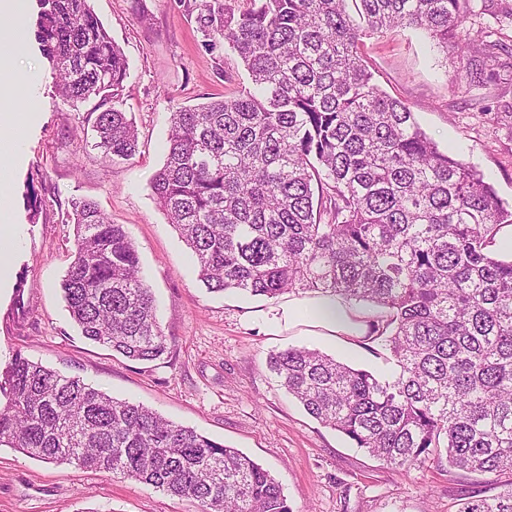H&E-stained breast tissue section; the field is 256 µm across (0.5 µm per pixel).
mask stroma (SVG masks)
<instances>
[{"instance_id":"obj_1","label":"stroma","mask_w":512,"mask_h":512,"mask_svg":"<svg viewBox=\"0 0 512 512\" xmlns=\"http://www.w3.org/2000/svg\"><path fill=\"white\" fill-rule=\"evenodd\" d=\"M91 6L127 60L121 107L134 121L138 150L126 160L102 159L86 111L56 98L55 76L35 24H28L20 66L33 80L19 105L37 103L38 115L21 161L0 166L12 203L7 220L17 232L12 275L0 288V370L18 354L236 448L270 472L293 512H458L472 493L492 496L511 484V474L487 484L432 463L395 468L288 398L266 366L270 352L304 345L376 370L382 358L360 343L366 323H358L355 335H337L309 316L316 298L308 293L267 299L210 292L150 189L165 160L172 112L235 95L248 82L240 59L224 42L209 46L186 0H91ZM508 7L512 0H474L465 35L476 39L489 27L512 49V20L501 16ZM364 51L380 88L407 103L441 150L483 172L511 205L512 138L490 115L512 112V82L473 89L456 82L467 57L421 30L368 38ZM33 197L40 204L35 212ZM76 198L95 200L134 243L169 339L162 359L128 360L86 340L72 321L60 282L73 260L68 215ZM0 512H198V506L112 472L46 463L3 446Z\"/></svg>"}]
</instances>
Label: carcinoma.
Masks as SVG:
<instances>
[{"mask_svg":"<svg viewBox=\"0 0 512 512\" xmlns=\"http://www.w3.org/2000/svg\"><path fill=\"white\" fill-rule=\"evenodd\" d=\"M204 35L237 54L248 84L172 113L150 188L211 292L314 293L372 307L363 345L386 370L318 349L267 367L304 410L359 448L410 469L426 462L512 472V207L484 174L439 149L375 82L363 39L422 29L457 39L459 82L499 76L498 43L458 37L471 0H193ZM36 36L56 97L96 101L95 148L137 146L119 107L120 46L90 0H38ZM74 259L60 283L86 339L131 361L168 349L138 252L91 199L71 202ZM0 446L47 463L118 473L199 512H293L282 488L235 448L150 409L15 356L0 373ZM460 512H512V487Z\"/></svg>","mask_w":512,"mask_h":512,"instance_id":"1","label":"carcinoma"}]
</instances>
